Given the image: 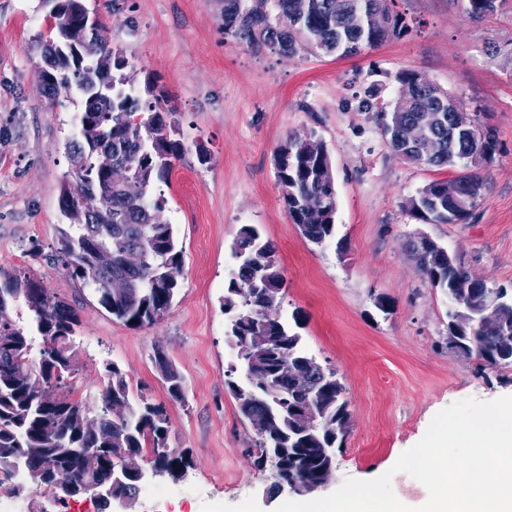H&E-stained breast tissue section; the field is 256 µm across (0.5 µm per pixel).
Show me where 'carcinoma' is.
<instances>
[{
    "label": "carcinoma",
    "mask_w": 512,
    "mask_h": 512,
    "mask_svg": "<svg viewBox=\"0 0 512 512\" xmlns=\"http://www.w3.org/2000/svg\"><path fill=\"white\" fill-rule=\"evenodd\" d=\"M51 20L49 36L39 40L42 69L50 79L43 85L49 102H55L59 81L72 84L82 108L74 136L67 143L68 156L84 161L81 168L69 167L60 194V210L69 221L60 230L56 260L71 274L90 282L100 305L112 317L127 325L141 327L158 321L173 305L180 288L182 250L178 249L173 225L162 219L166 200L155 193L156 185L169 181L174 160L182 144L171 138L176 121L161 112L163 92L157 80L147 75L143 88L136 89L134 76L125 73L128 61L120 48L104 44L97 59L76 54L77 42L65 38L70 27L78 36L95 41L100 23L90 17L81 0H41ZM470 17L491 13L496 0H458ZM406 16L393 11L388 0H224V33L240 42L267 46L288 55L307 49L326 55L352 56L364 48H374L409 33ZM429 106L423 97L408 103L380 102V89L373 85L358 99V108L370 112L379 130L387 134L391 149L403 159L425 167L461 166L465 172L454 178L459 196L441 194L444 181H432L405 208L425 224H464L473 214L483 183L469 172L484 165L482 150L496 152L498 141L489 135L487 145L462 138L448 139L453 113L435 129V135L449 144L438 158L422 161L402 150L396 142L399 126L415 120ZM277 154L291 156V165L276 168L283 200L291 218L309 242L323 245L336 236V188L332 162L323 141L311 133L291 137L279 145ZM96 195L109 206L88 213L80 199ZM232 252L250 253L252 262L236 264V277L224 288V310L249 302L262 311L281 303L284 275L272 244L252 225L238 230ZM439 249L416 251L414 255L430 283L448 290L449 342L459 352L475 355L496 366L512 364V296L500 298L495 319L486 326L467 323L458 312L461 302L479 304L485 289L473 283L472 274L462 265L437 256ZM267 276V286L254 287L256 268ZM23 302L30 312L28 326H19L10 311ZM80 318L76 310L58 294L48 291L34 277L21 278L0 271V453L19 452L30 465L46 457L91 485L109 475L106 466L87 471L74 448H126L132 456H142L145 448L155 451L168 443V418L162 403L141 399L128 406L129 389L120 368L106 367L108 382L98 415L91 419L83 407L60 391L67 387L75 371V338ZM286 322L271 320L262 325H245L235 336H282ZM50 340L52 346L39 350L33 362L35 338ZM156 363L169 394L184 398L183 377L159 353ZM255 385L266 377H276V361L257 356ZM243 415L256 432L250 455L262 465L270 448L285 449L276 477L285 484L320 479L329 459L324 449L334 448L336 433H345L348 418L343 386L336 373L305 367L303 380H286L288 401L300 404L306 395L318 393L317 403L326 428L301 439L292 438L296 424L292 414L281 413L276 422L268 415L271 404L259 392L229 383ZM168 475L181 476L186 461L171 454L152 456Z\"/></svg>",
    "instance_id": "1"
}]
</instances>
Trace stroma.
<instances>
[{
  "mask_svg": "<svg viewBox=\"0 0 512 512\" xmlns=\"http://www.w3.org/2000/svg\"><path fill=\"white\" fill-rule=\"evenodd\" d=\"M83 2L137 79L157 78L179 124L183 151L160 187L163 218L183 251L179 292L155 324L132 327L52 260L78 111L42 92L35 45L48 21L40 0H0V268L30 274L77 310L70 400L95 410L114 363L131 404L145 397L165 405L169 445L188 466L180 480L160 482L196 493L138 496L126 512H274L290 498L276 491L271 467L255 466L256 433L227 385L235 358L222 298L244 224L276 250L285 278L280 315L300 313L310 350L345 387L348 429L324 493L348 477L390 472L453 402L512 395V364L491 366L449 346L448 299L408 248L410 237L426 234L488 284L512 286V0H497L479 18L456 0H396L411 32L345 58L242 44L224 32V0ZM402 70L451 92L497 136L494 160L477 171L484 188L467 223L425 224L408 213L407 199L458 170L397 156L356 108L373 83L384 84V98L396 97ZM309 132L324 142L335 177L336 239L322 246L292 224L276 180L278 146ZM380 298L389 312L378 310ZM160 352L183 376L184 399L170 396L155 364ZM24 495L31 512H104L88 493L61 501L30 484Z\"/></svg>",
  "mask_w": 512,
  "mask_h": 512,
  "instance_id": "1",
  "label": "stroma"
}]
</instances>
